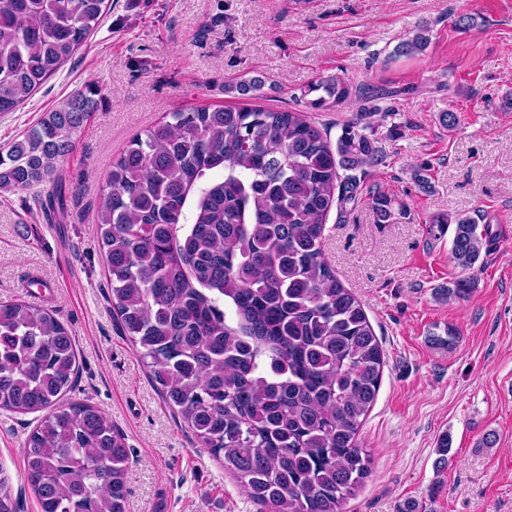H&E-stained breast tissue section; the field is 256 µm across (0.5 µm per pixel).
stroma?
I'll return each instance as SVG.
<instances>
[{
    "label": "stroma",
    "instance_id": "1",
    "mask_svg": "<svg viewBox=\"0 0 512 512\" xmlns=\"http://www.w3.org/2000/svg\"><path fill=\"white\" fill-rule=\"evenodd\" d=\"M465 14L473 26L458 27ZM424 24L426 49L397 54ZM252 76L265 80L256 105L307 110L333 139L357 123L384 152L357 203L330 210L323 241L385 356L360 429L371 474L345 512H512V0H112L84 46L0 112L5 148L77 93L98 102L58 164L61 201L44 211L34 191H0V302L53 310L71 332L67 398L125 435L128 512H266L181 429L121 334L97 238L98 196L129 142L169 112L246 105L224 86ZM331 76L347 101L308 110L303 88ZM448 110L456 127L439 121ZM378 193L404 215L376 223ZM438 214L494 237L464 299L438 294L463 274L452 233L429 232ZM36 423L0 410V468L21 512H39L23 456Z\"/></svg>",
    "mask_w": 512,
    "mask_h": 512
}]
</instances>
